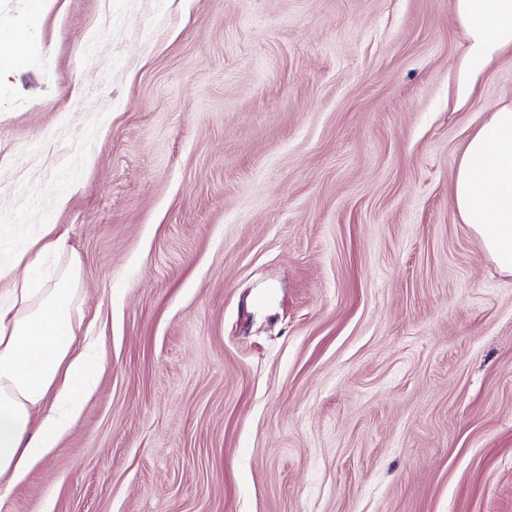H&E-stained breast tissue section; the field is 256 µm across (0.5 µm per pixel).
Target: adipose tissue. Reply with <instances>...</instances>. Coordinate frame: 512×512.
Wrapping results in <instances>:
<instances>
[{"label":"adipose tissue","instance_id":"ef3b65f1","mask_svg":"<svg viewBox=\"0 0 512 512\" xmlns=\"http://www.w3.org/2000/svg\"><path fill=\"white\" fill-rule=\"evenodd\" d=\"M466 51L458 100L466 102L495 56L512 49V0H453ZM486 120L454 160L453 203L496 267L512 274V99L491 103ZM45 225L0 262V493L30 474L66 434L92 391L94 344L79 337L74 301L78 258L58 271L40 258L64 250Z\"/></svg>","mask_w":512,"mask_h":512}]
</instances>
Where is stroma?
Masks as SVG:
<instances>
[{"label":"stroma","mask_w":512,"mask_h":512,"mask_svg":"<svg viewBox=\"0 0 512 512\" xmlns=\"http://www.w3.org/2000/svg\"><path fill=\"white\" fill-rule=\"evenodd\" d=\"M452 0H0V259L95 389L0 512H512V275L452 204ZM64 206H57L59 196ZM7 46L8 53H0V72L1 69L20 65L24 62V52L21 38L17 32H0V47Z\"/></svg>","instance_id":"obj_1"}]
</instances>
